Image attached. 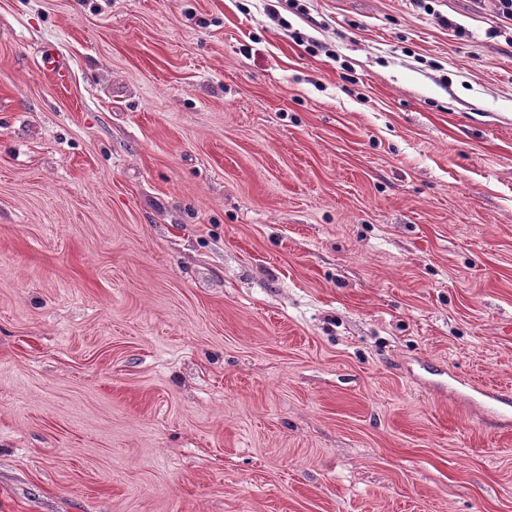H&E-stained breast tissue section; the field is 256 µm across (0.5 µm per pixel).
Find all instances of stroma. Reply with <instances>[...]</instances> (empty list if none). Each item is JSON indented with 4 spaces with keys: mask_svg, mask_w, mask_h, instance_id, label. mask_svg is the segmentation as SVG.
I'll list each match as a JSON object with an SVG mask.
<instances>
[{
    "mask_svg": "<svg viewBox=\"0 0 512 512\" xmlns=\"http://www.w3.org/2000/svg\"><path fill=\"white\" fill-rule=\"evenodd\" d=\"M299 2L0 0V512H512V23ZM481 398L482 403L485 405L497 410L505 416L510 415V410L512 414V395L509 392L501 391V390H482L475 389Z\"/></svg>",
    "mask_w": 512,
    "mask_h": 512,
    "instance_id": "stroma-1",
    "label": "stroma"
}]
</instances>
